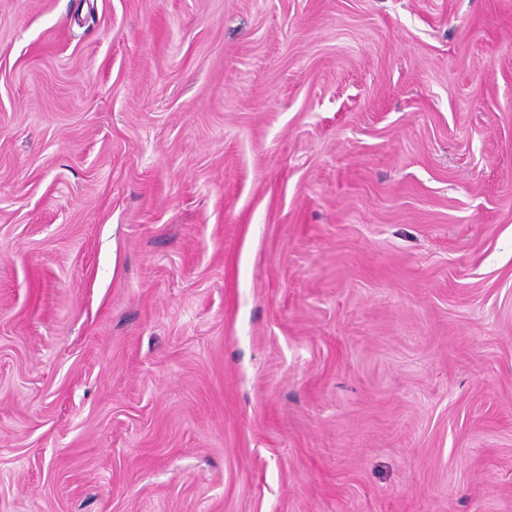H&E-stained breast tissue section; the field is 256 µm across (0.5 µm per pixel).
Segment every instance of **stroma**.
Masks as SVG:
<instances>
[{
  "label": "stroma",
  "instance_id": "1",
  "mask_svg": "<svg viewBox=\"0 0 512 512\" xmlns=\"http://www.w3.org/2000/svg\"><path fill=\"white\" fill-rule=\"evenodd\" d=\"M0 512H512V0H0Z\"/></svg>",
  "mask_w": 512,
  "mask_h": 512
}]
</instances>
